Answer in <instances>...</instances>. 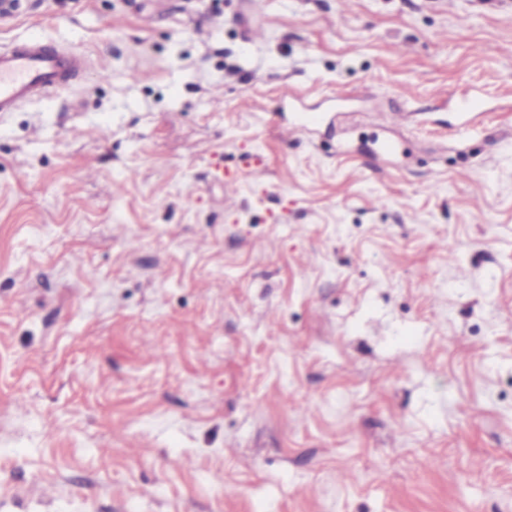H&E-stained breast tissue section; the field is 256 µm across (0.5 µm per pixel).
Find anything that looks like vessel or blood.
I'll return each instance as SVG.
<instances>
[{"label": "vessel or blood", "mask_w": 512, "mask_h": 512, "mask_svg": "<svg viewBox=\"0 0 512 512\" xmlns=\"http://www.w3.org/2000/svg\"><path fill=\"white\" fill-rule=\"evenodd\" d=\"M87 65L84 55L30 36L10 48H0V112H12L34 99L65 91Z\"/></svg>", "instance_id": "obj_1"}]
</instances>
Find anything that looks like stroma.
Instances as JSON below:
<instances>
[{
	"label": "stroma",
	"instance_id": "stroma-1",
	"mask_svg": "<svg viewBox=\"0 0 512 512\" xmlns=\"http://www.w3.org/2000/svg\"><path fill=\"white\" fill-rule=\"evenodd\" d=\"M22 9L0 512H512V0ZM86 57L29 36L9 49L0 47V112L65 91L87 65Z\"/></svg>",
	"mask_w": 512,
	"mask_h": 512
}]
</instances>
